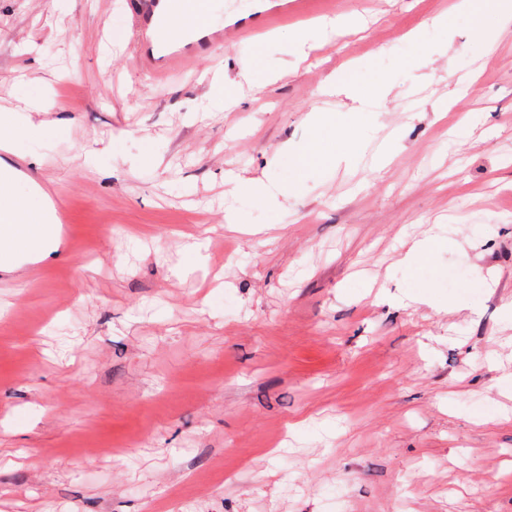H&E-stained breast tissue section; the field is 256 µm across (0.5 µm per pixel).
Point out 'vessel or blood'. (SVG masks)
<instances>
[{
  "label": "vessel or blood",
  "mask_w": 512,
  "mask_h": 512,
  "mask_svg": "<svg viewBox=\"0 0 512 512\" xmlns=\"http://www.w3.org/2000/svg\"><path fill=\"white\" fill-rule=\"evenodd\" d=\"M186 0H133L132 28L143 44L135 64L161 83L183 73L188 55L206 54L214 41L223 39V29L212 26H181L177 18Z\"/></svg>",
  "instance_id": "vessel-or-blood-1"
}]
</instances>
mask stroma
Returning a JSON list of instances; mask_svg holds the SVG:
<instances>
[{"label": "stroma", "instance_id": "1", "mask_svg": "<svg viewBox=\"0 0 512 512\" xmlns=\"http://www.w3.org/2000/svg\"><path fill=\"white\" fill-rule=\"evenodd\" d=\"M456 2L222 0L224 45L154 84L126 10L0 0V107L45 103L15 186L69 243L34 284L0 259V512H512V22ZM315 110L360 163L227 196L288 186ZM229 192L260 200H274V197L269 195L266 187L263 184H254L248 181L238 179L237 177L234 176H231L229 179Z\"/></svg>", "mask_w": 512, "mask_h": 512}]
</instances>
